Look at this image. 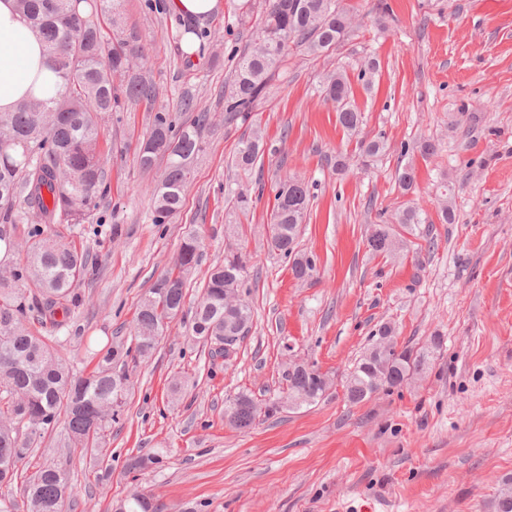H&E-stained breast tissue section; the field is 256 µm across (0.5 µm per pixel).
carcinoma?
I'll return each instance as SVG.
<instances>
[{
    "mask_svg": "<svg viewBox=\"0 0 512 512\" xmlns=\"http://www.w3.org/2000/svg\"><path fill=\"white\" fill-rule=\"evenodd\" d=\"M91 0H17L25 19L41 35L49 69L61 91L50 99L33 98L13 112L0 113V241L7 252L18 250L15 226L35 212L40 223L24 263L0 278V512H64L70 496V475L64 462L41 466L36 479L27 478L20 466L32 453L31 444L53 429L65 416L73 447L99 451L105 431L118 414L131 389L130 374L116 370L117 363L137 362L152 354L171 320L184 313L187 276L202 258L197 235L188 234L180 244L172 267L157 280L139 307L130 348L120 342L100 357L95 370L73 372L58 356L51 334L69 327L84 299L76 291L89 266V253L63 240L59 227L81 224L96 207L106 189V172L100 148L101 131L114 112L140 103L153 104L154 83L136 70L142 56L139 36L118 28L123 0H99L100 9H80ZM110 18L115 32L104 35L99 15ZM354 7L343 0H264L251 48L235 63L224 112L245 118L266 97L269 83L290 51L307 54L332 52L347 40L354 27ZM325 99L336 105L338 122L356 130L361 113L350 102L351 85L345 73L331 74L323 87ZM206 116L175 126L166 112L149 117L138 148L140 167L151 170L165 161L158 184L152 189V221L168 224L184 208V188L191 180L194 162L203 152ZM264 153V137L258 130L239 143L232 158L235 168L247 173ZM310 203L307 185L288 178L275 191L270 215L273 250L290 256L295 251L300 224ZM398 224L411 230L421 223L416 208L399 212ZM315 264L305 256L293 260L295 278L312 275ZM247 273L245 258L238 253L224 257L203 286L200 299L189 310L194 336L224 351V337L251 328L252 309L241 297ZM29 288L25 296L23 288ZM431 351L405 348L394 363L367 353L346 376L347 389L358 404L379 388L403 386L423 373ZM288 398H321L317 366L285 377ZM262 406L239 394L227 400L224 415L233 426L254 425ZM21 481L23 503L10 488ZM9 492L3 493L1 489ZM114 512H157L152 499L133 493L114 505Z\"/></svg>",
    "mask_w": 512,
    "mask_h": 512,
    "instance_id": "carcinoma-1",
    "label": "carcinoma"
}]
</instances>
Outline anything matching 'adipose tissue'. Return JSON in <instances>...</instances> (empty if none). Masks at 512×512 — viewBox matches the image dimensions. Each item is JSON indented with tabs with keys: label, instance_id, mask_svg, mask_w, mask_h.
I'll use <instances>...</instances> for the list:
<instances>
[{
	"label": "adipose tissue",
	"instance_id": "obj_1",
	"mask_svg": "<svg viewBox=\"0 0 512 512\" xmlns=\"http://www.w3.org/2000/svg\"><path fill=\"white\" fill-rule=\"evenodd\" d=\"M47 61L44 42L20 15L16 0H0V112L33 96L57 95L60 87Z\"/></svg>",
	"mask_w": 512,
	"mask_h": 512
}]
</instances>
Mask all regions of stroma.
Masks as SVG:
<instances>
[{
	"label": "stroma",
	"instance_id": "obj_1",
	"mask_svg": "<svg viewBox=\"0 0 512 512\" xmlns=\"http://www.w3.org/2000/svg\"><path fill=\"white\" fill-rule=\"evenodd\" d=\"M250 2L223 0L220 13L196 23L206 48L184 63L183 28L168 0H123L121 25L145 45L140 68L159 94L152 108L114 113L104 126L107 190L89 222L66 235L93 259L78 284L86 303L52 346L76 371H93L99 353L129 337L141 298L190 230L202 259L188 301L227 252H241L250 332L226 360L193 337L187 320H173L152 356L130 370L134 388L105 458L66 447L60 422L24 467L68 462L65 512H111L135 492L152 496L159 512H494L512 478V0H350L360 25L340 50L290 55L250 117L229 122L224 91L254 39ZM369 57L379 61L370 81L361 76ZM336 69L362 114L352 134L321 95ZM186 96L209 117L206 150L181 216L156 224L150 191L162 170L142 172L135 146L150 110L190 122ZM256 127L265 152L243 178L231 160ZM373 139L383 154L361 157L360 142ZM426 140L438 150L425 159ZM410 163L415 182L405 193L397 174ZM289 176L311 193L297 251L315 270L303 280L268 243L275 187ZM242 189L248 210L229 209L228 194ZM407 206L422 219L412 232L395 220ZM378 224L400 234L398 249L369 248ZM385 324L399 347L433 345L430 362L411 384L349 404L345 377ZM294 358L327 373L329 396L280 407L247 430L231 427L227 398H284ZM137 454L162 462L128 471Z\"/></svg>",
	"mask_w": 512,
	"mask_h": 512
}]
</instances>
